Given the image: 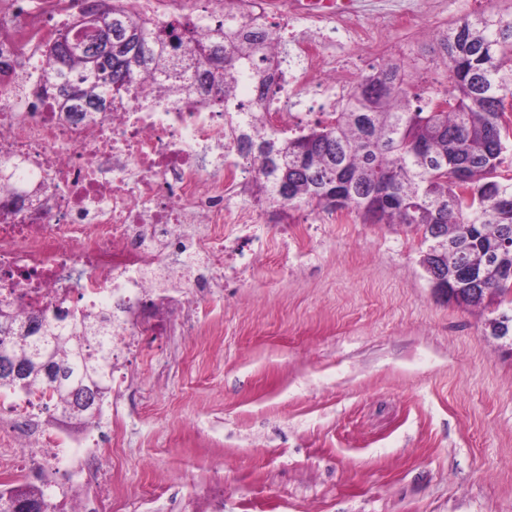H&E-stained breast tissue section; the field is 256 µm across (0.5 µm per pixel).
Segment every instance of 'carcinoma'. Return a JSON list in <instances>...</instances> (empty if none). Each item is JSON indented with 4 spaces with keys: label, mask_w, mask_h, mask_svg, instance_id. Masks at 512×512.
<instances>
[{
    "label": "carcinoma",
    "mask_w": 512,
    "mask_h": 512,
    "mask_svg": "<svg viewBox=\"0 0 512 512\" xmlns=\"http://www.w3.org/2000/svg\"><path fill=\"white\" fill-rule=\"evenodd\" d=\"M112 12L134 54L115 48L94 66L80 54H61L55 42L41 57L47 89L66 111H82L86 96L107 100L115 86L128 95L138 75L173 102L211 93L224 111L235 106L250 118L251 133L230 130L257 163V204L276 216L316 207L364 223L413 226L423 235L420 264L430 281L443 279L466 305L505 297L512 304V184L494 180L509 140L503 116L512 100V22L468 17L439 35L428 54L446 70L444 91L425 88L418 73L389 60L363 76L328 119L286 135L239 101L247 82L267 91L277 85L278 55L266 30L228 11L202 40L189 19L153 27L122 0H112ZM217 55L219 66L212 64ZM32 321L42 324L44 340L23 333ZM13 323L10 350L29 374L22 384L0 379V390L49 394L51 425L81 433L96 424L112 392L108 310H58L51 319L38 311ZM17 504L49 512L45 484L0 490V512H21Z\"/></svg>",
    "instance_id": "1"
}]
</instances>
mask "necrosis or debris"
Wrapping results in <instances>:
<instances>
[{"mask_svg":"<svg viewBox=\"0 0 512 512\" xmlns=\"http://www.w3.org/2000/svg\"><path fill=\"white\" fill-rule=\"evenodd\" d=\"M89 0H7L0 8V162L12 165L0 189V307L19 318L73 310L74 297L106 305L114 335L165 329L140 313L142 296L182 306L224 273V227L259 224L254 167L210 100L173 104L132 91L107 112H65L41 91L35 63ZM419 0H246L248 20L269 27L295 60L279 91L247 88L250 105L277 130L304 126L299 93L343 102L358 73L338 56L363 51L381 64L419 63L379 28L415 27ZM39 395L16 398L0 435L19 461L55 469L68 446L42 426Z\"/></svg>","mask_w":512,"mask_h":512,"instance_id":"obj_1","label":"necrosis or debris"}]
</instances>
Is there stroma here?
<instances>
[{
    "label": "stroma",
    "instance_id": "stroma-1",
    "mask_svg": "<svg viewBox=\"0 0 512 512\" xmlns=\"http://www.w3.org/2000/svg\"><path fill=\"white\" fill-rule=\"evenodd\" d=\"M174 336L115 341L112 491L139 512H512V345L437 294L414 228L304 207ZM0 488L57 468H10ZM222 503H215L216 492Z\"/></svg>",
    "mask_w": 512,
    "mask_h": 512
}]
</instances>
